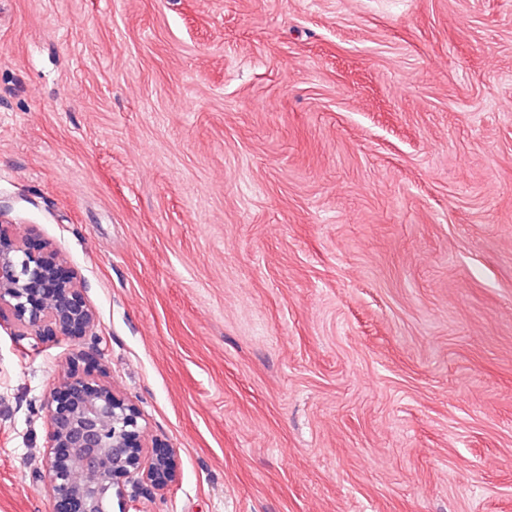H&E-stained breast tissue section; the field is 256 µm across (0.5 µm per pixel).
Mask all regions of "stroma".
I'll use <instances>...</instances> for the list:
<instances>
[{
  "mask_svg": "<svg viewBox=\"0 0 512 512\" xmlns=\"http://www.w3.org/2000/svg\"><path fill=\"white\" fill-rule=\"evenodd\" d=\"M0 218L97 316L0 327V512L72 363L112 512H512V0H0ZM43 408L50 429L44 470L52 512H100L104 497L123 479L157 491L176 481L175 452L159 444L145 447L139 410L101 381L70 370Z\"/></svg>",
  "mask_w": 512,
  "mask_h": 512,
  "instance_id": "35a3bbf8",
  "label": "stroma"
}]
</instances>
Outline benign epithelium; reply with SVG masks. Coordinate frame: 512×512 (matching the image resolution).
Returning <instances> with one entry per match:
<instances>
[{"mask_svg":"<svg viewBox=\"0 0 512 512\" xmlns=\"http://www.w3.org/2000/svg\"><path fill=\"white\" fill-rule=\"evenodd\" d=\"M65 258L48 243L11 238L0 225V324L44 340L92 334L96 317L84 285L66 273ZM43 408L49 422L45 479L52 512H102L103 499L123 479L161 491L178 477L175 452L141 441L137 407L99 380L70 370Z\"/></svg>","mask_w":512,"mask_h":512,"instance_id":"1","label":"benign epithelium"}]
</instances>
